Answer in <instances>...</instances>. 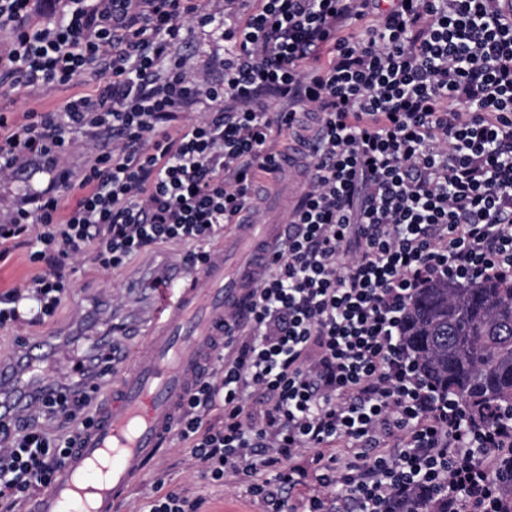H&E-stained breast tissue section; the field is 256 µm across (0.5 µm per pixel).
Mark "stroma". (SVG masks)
<instances>
[{"instance_id":"1","label":"stroma","mask_w":512,"mask_h":512,"mask_svg":"<svg viewBox=\"0 0 512 512\" xmlns=\"http://www.w3.org/2000/svg\"><path fill=\"white\" fill-rule=\"evenodd\" d=\"M94 85L78 82L73 88L48 87L37 97H27L23 89L0 88V104L7 106L13 120H21L32 107H53L62 104L71 94H94ZM187 244L159 245L133 258L124 267L103 270L95 265L90 253H83L68 268L71 292L49 322L30 326L15 324L0 328V352L17 348V340L26 336L80 337L85 349H93L98 338L112 335L132 305L125 286L126 277L135 270L155 262L182 261L190 252ZM165 489H185L190 497L204 500L202 512H273L272 505L252 496L247 482L236 477L215 483L203 474L201 463L192 456L188 442L174 440L159 459L145 472L131 501L121 512H137L154 495L157 485Z\"/></svg>"}]
</instances>
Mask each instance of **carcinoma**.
<instances>
[{
  "instance_id": "obj_1",
  "label": "carcinoma",
  "mask_w": 512,
  "mask_h": 512,
  "mask_svg": "<svg viewBox=\"0 0 512 512\" xmlns=\"http://www.w3.org/2000/svg\"><path fill=\"white\" fill-rule=\"evenodd\" d=\"M402 335L439 393L471 409H512V285L486 277L422 288Z\"/></svg>"
}]
</instances>
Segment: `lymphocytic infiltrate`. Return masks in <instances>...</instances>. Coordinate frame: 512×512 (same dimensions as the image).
I'll use <instances>...</instances> for the list:
<instances>
[{
  "instance_id": "f902f5d3",
  "label": "lymphocytic infiltrate",
  "mask_w": 512,
  "mask_h": 512,
  "mask_svg": "<svg viewBox=\"0 0 512 512\" xmlns=\"http://www.w3.org/2000/svg\"><path fill=\"white\" fill-rule=\"evenodd\" d=\"M0 0V83L95 95L0 113V178L46 184L0 197V260L41 273L0 293V327L52 318L68 263L114 270L161 244L210 257L278 155L273 132L315 115L323 148L251 314L225 315L224 355L178 427L215 483L245 477L275 512H512V415L483 420L422 377L401 321L429 284L512 281V18L501 0H260L234 26L197 0ZM194 19L232 42L199 76ZM280 109H270L269 100ZM206 120L178 130L191 110ZM75 131L94 138L81 194L63 201ZM64 405L0 425V512L47 483L93 422L78 381ZM222 421L210 423L213 410ZM57 422V431L46 420Z\"/></svg>"
}]
</instances>
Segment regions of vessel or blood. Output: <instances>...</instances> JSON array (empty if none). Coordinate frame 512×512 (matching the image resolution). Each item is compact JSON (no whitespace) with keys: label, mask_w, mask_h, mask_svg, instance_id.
<instances>
[{"label":"vessel or blood","mask_w":512,"mask_h":512,"mask_svg":"<svg viewBox=\"0 0 512 512\" xmlns=\"http://www.w3.org/2000/svg\"><path fill=\"white\" fill-rule=\"evenodd\" d=\"M316 145L311 139L301 149H285L266 176L259 191L273 209L292 212ZM281 229L278 222L260 229L241 222L221 253L191 278L176 263L131 277L128 288L151 301L147 327H125L127 335L143 338L133 358L113 353L107 339L91 362L80 341L62 352L47 338L27 341L21 358L0 357L2 419L23 420L39 388L51 387L61 368L83 380L96 402L94 423L80 429L75 447L32 497L29 512H118L174 439L183 404L222 352L225 310L249 311V292L269 274ZM35 367L42 371L39 386L22 385L26 370Z\"/></svg>","instance_id":"1"}]
</instances>
